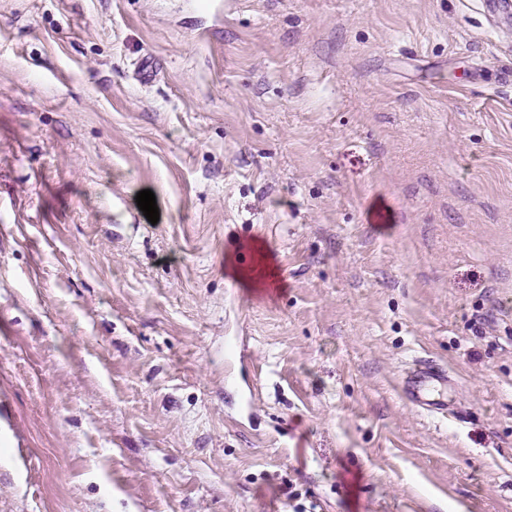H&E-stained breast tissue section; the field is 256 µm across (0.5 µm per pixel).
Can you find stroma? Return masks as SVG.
Here are the masks:
<instances>
[{"label": "stroma", "mask_w": 512, "mask_h": 512, "mask_svg": "<svg viewBox=\"0 0 512 512\" xmlns=\"http://www.w3.org/2000/svg\"><path fill=\"white\" fill-rule=\"evenodd\" d=\"M298 504L512 512V13L0 0V512ZM448 373L437 364L425 359L419 360L402 380L404 398L415 408L428 414L448 413V398L444 386Z\"/></svg>", "instance_id": "obj_1"}]
</instances>
